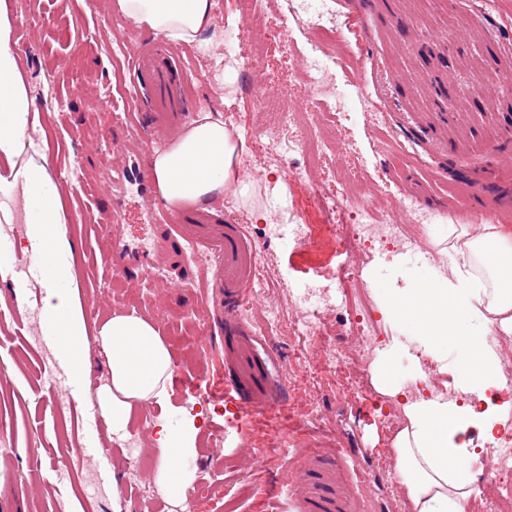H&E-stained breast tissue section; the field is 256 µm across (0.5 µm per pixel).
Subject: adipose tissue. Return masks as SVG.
<instances>
[{
  "instance_id": "1",
  "label": "adipose tissue",
  "mask_w": 512,
  "mask_h": 512,
  "mask_svg": "<svg viewBox=\"0 0 512 512\" xmlns=\"http://www.w3.org/2000/svg\"><path fill=\"white\" fill-rule=\"evenodd\" d=\"M120 12L138 26L175 44H193L213 62L216 83L236 80L225 69L220 51L224 31L213 14V0H115ZM16 23L0 6V157L12 159L28 127L31 101L13 50ZM152 171L161 197L172 206L205 204L224 189L242 184L236 146L220 111L201 107L172 145L155 151ZM21 188L24 222L34 258L67 244L62 191L46 161L0 173V193ZM454 251L462 258L451 276L417 272L402 293L381 286L379 310L385 320L405 327L407 340L393 339L386 355L408 354L419 340L434 357L448 346L461 347L465 357L455 368L456 383L472 394L476 405L461 406L438 394L405 396L399 386H387L401 398L408 423L395 443L396 475L414 512H465L475 488L471 467L478 456L467 435L479 430L492 436L512 419V406L494 403L500 390L499 360L487 338L499 330L512 334V235L486 223L482 235L460 232ZM41 323L58 354L64 355L74 377L86 378L87 329L73 310L68 288H45ZM96 341L108 358L107 382L97 394V407L107 435L125 436L134 409L169 400L173 360L159 330L147 319L113 313L99 327ZM153 441L157 456L155 482L164 498L183 496L190 473L176 458L194 451V436H177L165 417H158Z\"/></svg>"
}]
</instances>
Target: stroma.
Instances as JSON below:
<instances>
[{"label":"stroma","instance_id":"35a3bbf8","mask_svg":"<svg viewBox=\"0 0 512 512\" xmlns=\"http://www.w3.org/2000/svg\"><path fill=\"white\" fill-rule=\"evenodd\" d=\"M15 16V52L33 101L28 129L40 139L51 173L67 171L65 235L73 248V305L89 338V378L73 386L65 362L44 358L29 332L40 312L44 286L20 279L31 260L27 236L12 244L0 277V512H288L293 474L306 456L343 459L365 512H413L396 478L395 432L384 431L374 409L387 408L373 353L364 380L348 386L336 365L314 344L296 336L290 289L302 279L303 260L287 245L265 247L264 217L294 209L310 222L319 215L302 180L275 168L258 148L255 132L276 126L278 112L255 107L249 86L287 95L310 106L305 58L311 35L287 17L285 0H266L270 21L287 26L286 43L235 46L245 65L235 83L216 89L210 62L192 46L179 48L185 93L219 110L237 145L245 187H232L207 207L211 224L171 221L187 235L183 254L170 255L163 274L139 278L137 269L116 276L105 255L114 234L129 251L155 244L164 227L146 204L137 181L112 195L100 185L138 121L125 120L127 96L137 77L128 58L137 42L163 36L138 27L115 0H0ZM342 55L323 60L341 97L325 103L318 136L322 154L305 160L324 191L384 203L399 223L403 199L417 201L433 222L421 233L435 260L375 244L358 272L364 290L381 284L406 287L414 271L447 272L454 242L449 231L478 233L496 211L512 204V0H332ZM224 245L222 277L203 276L208 245ZM267 284L252 287L258 268ZM248 297L244 314H217L215 292ZM279 324L260 331L269 305ZM137 314L151 319L168 345L175 371L194 379L203 394L171 395L167 407L135 410L129 434L108 438L87 411L97 401L107 360L94 338L103 317ZM69 384L71 406L61 409L45 386L50 375ZM227 382L216 399L205 389ZM251 414L252 430L229 434L232 413ZM194 422L197 453L184 497L169 505L154 482L155 466L141 476L129 468V450L152 448L144 416Z\"/></svg>","mask_w":512,"mask_h":512}]
</instances>
